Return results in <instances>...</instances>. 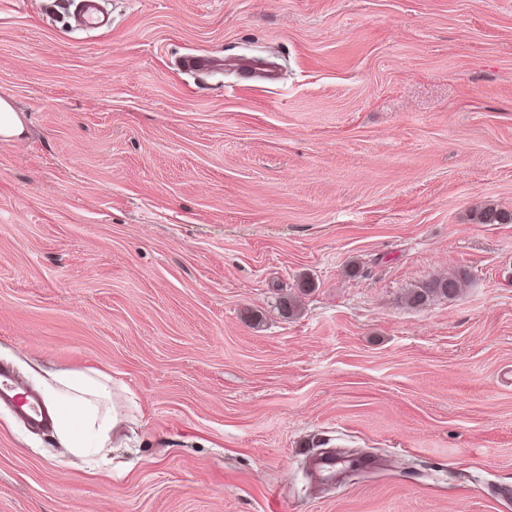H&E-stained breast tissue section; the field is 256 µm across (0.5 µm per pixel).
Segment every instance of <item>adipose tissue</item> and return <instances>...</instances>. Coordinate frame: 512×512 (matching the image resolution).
<instances>
[{
  "label": "adipose tissue",
  "mask_w": 512,
  "mask_h": 512,
  "mask_svg": "<svg viewBox=\"0 0 512 512\" xmlns=\"http://www.w3.org/2000/svg\"><path fill=\"white\" fill-rule=\"evenodd\" d=\"M43 398L53 410V430L72 454L106 447L122 417L110 375L97 370H63L43 383Z\"/></svg>",
  "instance_id": "obj_1"
}]
</instances>
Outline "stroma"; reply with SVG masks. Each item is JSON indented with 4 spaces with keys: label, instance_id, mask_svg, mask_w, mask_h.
<instances>
[{
    "label": "stroma",
    "instance_id": "obj_1",
    "mask_svg": "<svg viewBox=\"0 0 512 512\" xmlns=\"http://www.w3.org/2000/svg\"><path fill=\"white\" fill-rule=\"evenodd\" d=\"M108 2L0 0V365L132 410L0 409V512H512V0ZM101 0H78L76 5V24L84 30H99L109 25V20L100 8ZM23 133L22 118L8 100L0 98V137L6 140L14 139ZM467 277L468 274L463 271L458 277L430 280L421 286L409 289L404 296L405 303L410 307H422L436 297L453 298L458 295L461 283ZM112 377L97 369L63 370L43 381V398L53 410V430L74 455L106 448L124 416Z\"/></svg>",
    "mask_w": 512,
    "mask_h": 512
}]
</instances>
